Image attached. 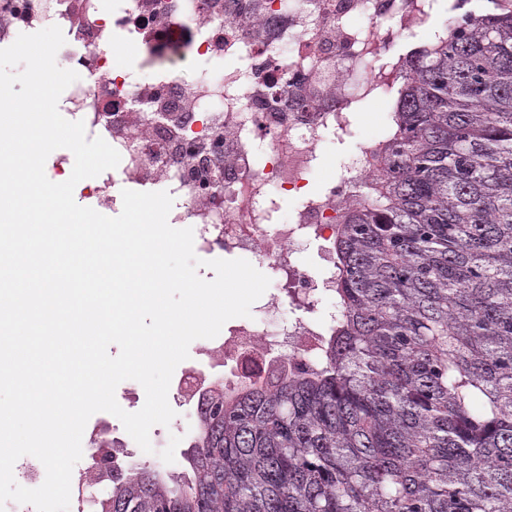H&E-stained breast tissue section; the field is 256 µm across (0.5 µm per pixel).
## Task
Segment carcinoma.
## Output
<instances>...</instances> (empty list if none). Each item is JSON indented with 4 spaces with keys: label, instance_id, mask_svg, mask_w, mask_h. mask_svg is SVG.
<instances>
[{
    "label": "carcinoma",
    "instance_id": "obj_1",
    "mask_svg": "<svg viewBox=\"0 0 512 512\" xmlns=\"http://www.w3.org/2000/svg\"><path fill=\"white\" fill-rule=\"evenodd\" d=\"M402 67L310 366L210 381L188 469L95 462L93 512H512V0Z\"/></svg>",
    "mask_w": 512,
    "mask_h": 512
}]
</instances>
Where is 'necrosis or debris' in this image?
Listing matches in <instances>:
<instances>
[{"label":"necrosis or debris","instance_id":"1","mask_svg":"<svg viewBox=\"0 0 512 512\" xmlns=\"http://www.w3.org/2000/svg\"><path fill=\"white\" fill-rule=\"evenodd\" d=\"M494 0H0V48L18 34L52 23L65 37L58 56L83 74L58 103L86 135L102 137L121 155L92 192L98 207L119 210L122 190L168 192V221L195 227L199 250L247 254L280 272L284 285L265 310L305 307L336 293L326 249L346 207L365 201L378 178L363 145L337 175L310 190L325 137L343 140L356 120L354 104L397 83L401 50L421 32L436 35L443 12L473 18ZM139 47L161 61L153 81L117 72L111 42ZM243 58L244 72L219 63ZM198 63L193 81L180 70ZM296 205L274 221L281 196ZM319 242L320 267H300L297 255ZM324 324L298 318L269 329L225 323L212 352L231 385L243 374L262 381L305 367L320 346Z\"/></svg>","mask_w":512,"mask_h":512}]
</instances>
